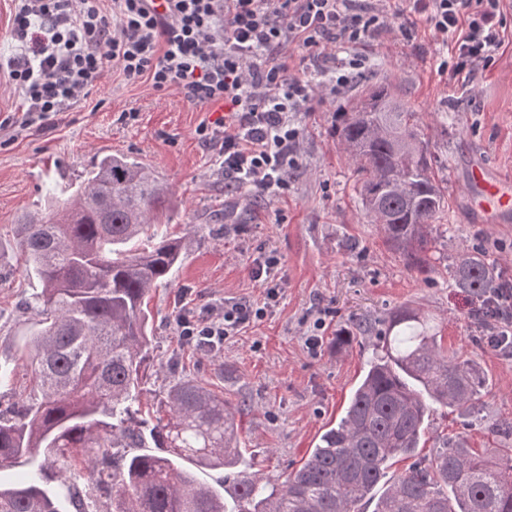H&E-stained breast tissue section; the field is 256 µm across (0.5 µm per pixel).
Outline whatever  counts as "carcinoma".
<instances>
[{"label": "carcinoma", "mask_w": 512, "mask_h": 512, "mask_svg": "<svg viewBox=\"0 0 512 512\" xmlns=\"http://www.w3.org/2000/svg\"><path fill=\"white\" fill-rule=\"evenodd\" d=\"M336 135L358 176L365 215L409 269L435 272L432 224L445 208L419 113L382 85L340 114ZM167 185L141 163L105 156L55 208L20 220L19 247L39 279L36 328L22 366L38 390L0 410V512H512V447L484 456L459 437L375 490L399 457L420 447L436 408L473 414L485 378L477 363L444 352L434 320L394 312L344 415L278 485L245 465L235 416L206 384L170 385L142 416L145 297L191 244L161 229ZM455 284L481 300L472 322L497 317L489 302L512 291L482 250L454 256ZM234 469L233 506L198 481Z\"/></svg>", "instance_id": "cac0c4a2"}]
</instances>
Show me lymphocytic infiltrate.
Returning <instances> with one entry per match:
<instances>
[{
    "mask_svg": "<svg viewBox=\"0 0 512 512\" xmlns=\"http://www.w3.org/2000/svg\"><path fill=\"white\" fill-rule=\"evenodd\" d=\"M17 0L12 34L19 52L6 63L21 102L23 127H48L88 95L110 69L158 92L176 91L225 114L202 121L199 141L216 148L225 179L272 196L288 191L301 130L293 116L317 91L336 95L354 83L363 59L337 50L388 27L389 17L357 0ZM500 0H408L434 38L450 45L453 76L487 65L501 43ZM303 50L299 61L287 46ZM281 260L268 250L251 270L260 302L222 298L184 307L178 334L188 345L219 351L226 340L265 318L277 298Z\"/></svg>",
    "mask_w": 512,
    "mask_h": 512,
    "instance_id": "f902f5d3",
    "label": "lymphocytic infiltrate"
}]
</instances>
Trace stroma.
<instances>
[{
	"label": "stroma",
	"instance_id": "1",
	"mask_svg": "<svg viewBox=\"0 0 512 512\" xmlns=\"http://www.w3.org/2000/svg\"><path fill=\"white\" fill-rule=\"evenodd\" d=\"M502 23L503 46L466 81L438 72L442 48L416 16L354 49L367 58L371 83L390 85L420 113L433 169L447 189L446 212L432 232L438 260L428 282L368 222L357 175L336 138L338 115L358 101L360 89L295 114L298 163L281 197L225 188L223 169L195 134L203 112L116 70L56 116L54 129L1 128L0 360L14 358L33 330L27 304L41 288L17 247L19 216L43 209L48 194L68 197L103 156L125 155L168 184L166 231L194 234L182 263L147 300V387L156 394L188 376L224 395L238 409L251 473L279 483L302 463L339 421L378 333L400 307L433 318L442 345L475 360L486 377L477 416L438 410L415 457L430 456L438 435L464 436L481 452L511 445L496 427L512 422V353L489 345L487 332L472 325L477 301L455 288L446 262L463 246H478L512 278V212L489 218L472 207L475 166L512 189V8ZM271 248L282 258L285 284L267 316L228 339L223 352L186 346L177 333L179 299L195 307L221 297L262 301L250 269ZM319 316L326 326L313 354L305 337ZM359 321L366 334L336 349L337 330Z\"/></svg>",
	"mask_w": 512,
	"mask_h": 512
}]
</instances>
